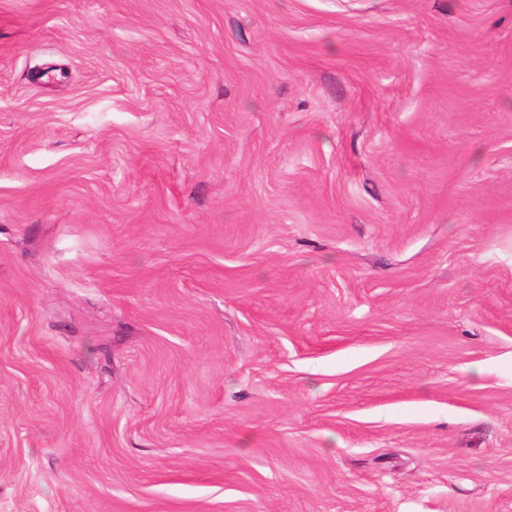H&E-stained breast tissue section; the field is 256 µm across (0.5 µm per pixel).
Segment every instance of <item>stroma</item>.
Segmentation results:
<instances>
[{
	"mask_svg": "<svg viewBox=\"0 0 512 512\" xmlns=\"http://www.w3.org/2000/svg\"><path fill=\"white\" fill-rule=\"evenodd\" d=\"M0 512H512V0H0Z\"/></svg>",
	"mask_w": 512,
	"mask_h": 512,
	"instance_id": "stroma-1",
	"label": "stroma"
}]
</instances>
